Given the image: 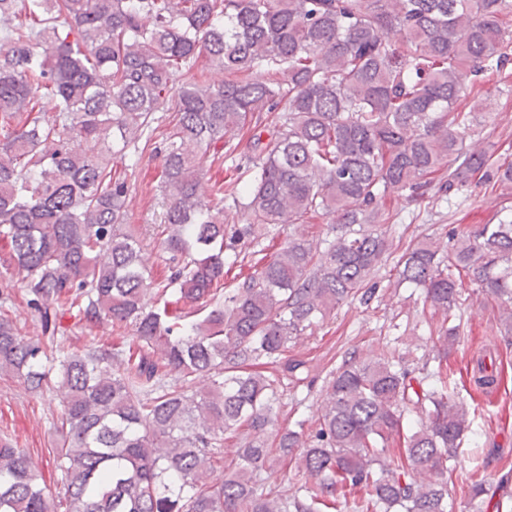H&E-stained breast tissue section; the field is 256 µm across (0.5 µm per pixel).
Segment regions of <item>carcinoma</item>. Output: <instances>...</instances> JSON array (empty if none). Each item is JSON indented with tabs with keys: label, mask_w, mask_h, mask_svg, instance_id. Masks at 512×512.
Returning a JSON list of instances; mask_svg holds the SVG:
<instances>
[{
	"label": "carcinoma",
	"mask_w": 512,
	"mask_h": 512,
	"mask_svg": "<svg viewBox=\"0 0 512 512\" xmlns=\"http://www.w3.org/2000/svg\"><path fill=\"white\" fill-rule=\"evenodd\" d=\"M202 56L224 81L195 69ZM511 62L512 0H0V300L19 281L42 327L27 338L0 318V372L35 394L61 377L53 464L67 512H348L347 491L380 512H447L470 410L426 363L383 351L329 371L315 425L279 437L295 477L286 498L269 482L266 434L285 382L310 376L288 344L375 298L388 193L439 199L492 166L512 184V163L466 144L488 115L455 110L486 73L512 83ZM157 112L172 113L165 133ZM235 130L245 143L224 141ZM220 142L238 163L204 197L199 153ZM142 147L162 158L157 280L126 223L130 186L112 175ZM502 213L396 257L398 283L443 315L427 360L443 364L458 342L463 278L512 332V208ZM313 214L331 221L322 238L301 228ZM275 224L297 228L248 251ZM235 266L237 286L222 288ZM191 304L208 313L189 320ZM74 308L132 327V343L65 351L58 315ZM472 373L497 381L484 358ZM228 433L237 460L218 472ZM393 443L398 455L383 456ZM493 497L477 481L464 509L498 510ZM0 512H56L4 438Z\"/></svg>",
	"instance_id": "1"
}]
</instances>
